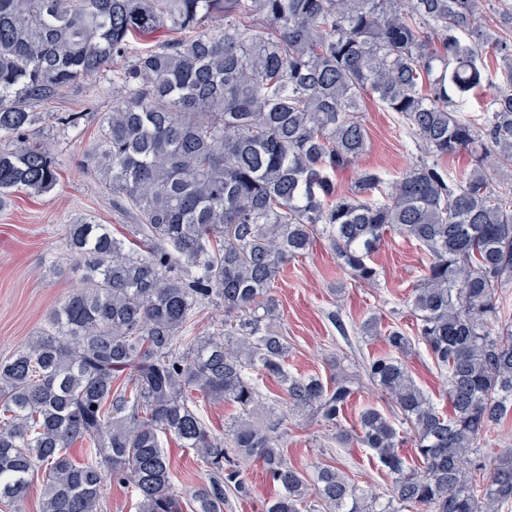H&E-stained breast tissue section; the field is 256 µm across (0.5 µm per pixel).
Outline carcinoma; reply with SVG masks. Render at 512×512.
Segmentation results:
<instances>
[{"instance_id":"cac0c4a2","label":"carcinoma","mask_w":512,"mask_h":512,"mask_svg":"<svg viewBox=\"0 0 512 512\" xmlns=\"http://www.w3.org/2000/svg\"><path fill=\"white\" fill-rule=\"evenodd\" d=\"M109 71L121 97L88 162L139 223L128 239L64 225L83 287L0 362V500L23 512L40 468L39 512H99L107 474L134 490L138 512H183L169 437L208 468L193 512L249 493L245 458L278 487L266 512H302L311 495L325 512L512 502V453L490 469L477 456L512 416V327L497 293L512 284V187L494 191L484 173L492 155L512 167V0H0V209L55 187L51 134L80 137L84 114L44 106ZM487 84L496 93L475 113ZM367 98L399 116L425 158L395 177L361 169L341 193L336 175L368 149ZM463 150L470 169L454 177L442 162ZM389 231L430 256L409 302L446 374L441 411L397 357L365 367L409 424L413 462L378 409L343 424L357 387L339 362L327 380L288 369L271 293L316 234L352 280L377 283ZM206 304L224 323L200 336L192 321ZM386 342L410 345L397 328ZM266 379L280 394L263 392ZM195 391L237 409L224 437L205 427ZM300 415L369 449L387 502L331 465L308 488L284 452V424Z\"/></svg>"}]
</instances>
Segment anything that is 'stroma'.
<instances>
[{
	"label": "stroma",
	"instance_id": "35a3bbf8",
	"mask_svg": "<svg viewBox=\"0 0 512 512\" xmlns=\"http://www.w3.org/2000/svg\"><path fill=\"white\" fill-rule=\"evenodd\" d=\"M118 97L106 77L64 89L50 109L85 113L82 138L73 140L56 133V187L39 196L16 194L0 211V361L23 348L43 328L50 309L83 285L79 260L65 246L64 225L87 220L109 225L119 234L137 221L134 211L113 204L111 192L85 167V157L98 140L101 114ZM361 119L369 147L360 167L396 174L419 157L418 147L404 133L396 113L370 100ZM374 260L380 268L377 284L356 283L338 268L329 241L320 237L308 255L289 262L273 290L280 304V328L288 338L289 370L326 378L330 375L327 361L334 356L350 374L359 376L354 406L346 414L350 425L366 406L388 416L394 413L391 403L363 379L367 362L388 353L384 333L392 326L401 327L413 339L403 361L414 381L438 407L447 405L445 374L424 345L415 342L417 321L407 301L423 275L427 254L416 242L392 231ZM369 319L377 321L378 335L363 334L361 326ZM287 432V460L293 466L310 474L333 465L345 471L358 488L388 497L385 473L365 448L339 444L320 422L302 417L288 420ZM164 449L171 462L174 489L181 496H189L206 483L207 473L193 450L171 438L165 439ZM241 466L248 475L250 492L244 497L229 496L224 512H264L274 488L260 461L245 459Z\"/></svg>",
	"mask_w": 512,
	"mask_h": 512
}]
</instances>
